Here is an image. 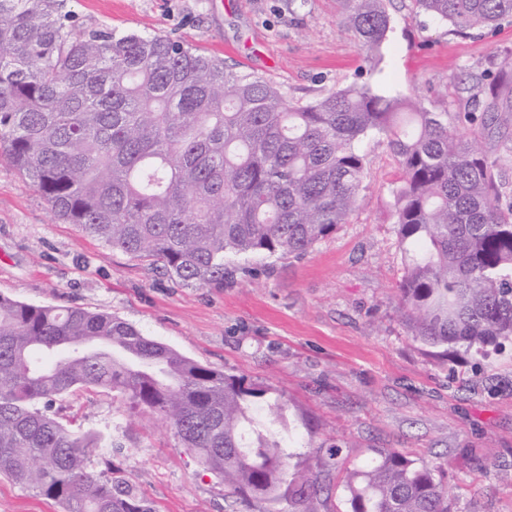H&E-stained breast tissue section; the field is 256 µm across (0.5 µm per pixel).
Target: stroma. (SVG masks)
I'll return each mask as SVG.
<instances>
[{
  "label": "stroma",
  "mask_w": 512,
  "mask_h": 512,
  "mask_svg": "<svg viewBox=\"0 0 512 512\" xmlns=\"http://www.w3.org/2000/svg\"><path fill=\"white\" fill-rule=\"evenodd\" d=\"M79 25L167 34L225 65L310 99L350 85L408 98L448 115L462 135L468 78L512 56V18L454 31L386 0L391 28L369 67L339 0H69ZM368 165L350 223L299 255L229 253L220 288L185 286L162 264L112 249L59 220L49 202L0 160V294L34 304L108 312L201 364L271 388L288 401V466L358 462L397 448L436 466L455 512H512V343L480 354L415 340L398 307L405 257L393 191L397 158L364 140ZM53 412L72 428L123 444L110 470L156 512H263L229 494L150 411L101 388H76Z\"/></svg>",
  "instance_id": "stroma-1"
}]
</instances>
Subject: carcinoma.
<instances>
[{
    "label": "carcinoma",
    "instance_id": "1",
    "mask_svg": "<svg viewBox=\"0 0 512 512\" xmlns=\"http://www.w3.org/2000/svg\"><path fill=\"white\" fill-rule=\"evenodd\" d=\"M376 65L384 0H343ZM462 31L512 17V0H413ZM477 126L368 85L312 99L240 73L169 35L81 28L67 0H0V153L56 217L181 283L224 287V255L301 254L358 208L367 156L387 140L403 170L394 217L406 272L399 307L431 347L512 341V199L487 140L512 127V61L470 76ZM103 388L160 415L181 445L246 502L299 512L324 490L290 472L288 401L201 365L105 312L0 294V477L63 512H155L91 461L121 445L51 417L54 398ZM347 512H452L435 470L398 449L347 470Z\"/></svg>",
    "mask_w": 512,
    "mask_h": 512
}]
</instances>
